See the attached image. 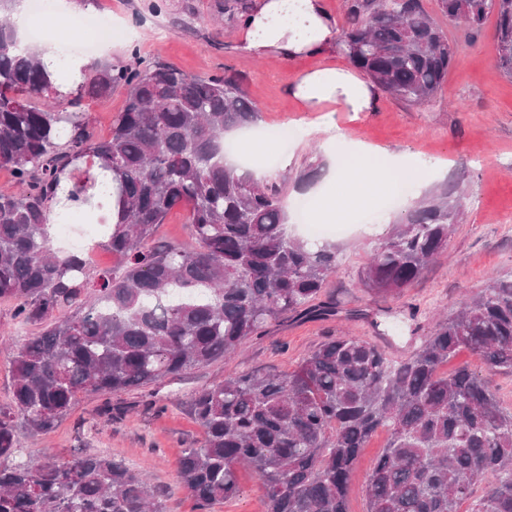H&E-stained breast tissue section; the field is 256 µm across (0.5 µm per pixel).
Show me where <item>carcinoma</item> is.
I'll return each instance as SVG.
<instances>
[{
  "mask_svg": "<svg viewBox=\"0 0 512 512\" xmlns=\"http://www.w3.org/2000/svg\"><path fill=\"white\" fill-rule=\"evenodd\" d=\"M437 2L467 40L495 14L497 63L512 78V0ZM13 3L0 0V168L17 185L0 192V299L38 332L16 346L12 400L0 405V512H163L162 489L110 455L16 459L19 428L48 434L79 394L177 378L237 353L288 314L338 315L322 299L336 245L294 235L284 187L226 163L224 134L259 118L233 75L89 59L80 93L127 90L110 136L99 139L85 117L58 109L59 88L36 55L18 52ZM344 15L340 52L383 92L422 105L442 90L457 43L422 0H345ZM455 190L401 214L361 271L365 287L397 295L447 249L466 202ZM90 205L101 211L110 270L50 246L53 212ZM177 207L192 250L153 238ZM463 350L512 376V274L399 362L338 336L286 376L243 371L197 392L191 408L204 438L184 449L180 482L199 512H214L239 495L237 470L247 467L265 486L266 512H348L359 451L386 429L367 512H458L469 500L471 512H512V410L469 366L441 371Z\"/></svg>",
  "mask_w": 512,
  "mask_h": 512,
  "instance_id": "cac0c4a2",
  "label": "carcinoma"
}]
</instances>
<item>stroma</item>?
<instances>
[{"label": "stroma", "mask_w": 512, "mask_h": 512, "mask_svg": "<svg viewBox=\"0 0 512 512\" xmlns=\"http://www.w3.org/2000/svg\"><path fill=\"white\" fill-rule=\"evenodd\" d=\"M254 4L255 0H97L87 12L111 18L108 57L113 63L127 64L138 57L204 78L232 71L259 109L257 130L296 129L284 160L269 163L272 181L284 185L289 202L307 200L319 209L325 205L320 184L300 186L294 181L312 155L367 172L382 167L385 151L447 163L448 182L463 181L470 200L445 252L400 295L385 297L358 283L372 249L390 232V225H348L334 239L341 262L324 288L338 303L339 316L285 318L247 339L240 354L108 399L80 394L71 413L50 434L20 433V455L25 459L41 457L49 449L65 459L84 449L148 471L152 483L166 492L164 512H198L178 476L183 449L199 447L204 436L190 407L195 393L243 370L291 372L303 356L336 336L369 340L390 358L400 359L430 335L439 314H453L463 297L481 294L491 277L512 273V79L496 62L494 17H487L468 41L458 23L441 20L449 39L458 41L459 52L437 97L416 107L384 94L375 111L334 113L340 135L335 144L316 133L318 113L305 111L288 88L304 73L335 67L342 55L331 50L297 60L277 55L255 58L241 47L239 25L228 22L229 8ZM125 96V87L117 86L106 99L84 97L70 109L83 113L96 136L106 138ZM355 142L378 149V156L360 164L344 156L343 146ZM31 333L15 319L13 302L0 300V405L12 395L11 347ZM107 401L112 404L108 417L101 413ZM387 443L388 435L381 431L362 449L350 479V512H366L367 475ZM238 480L239 496L217 506L216 512H264L261 482L245 467L239 468Z\"/></svg>", "instance_id": "stroma-1"}]
</instances>
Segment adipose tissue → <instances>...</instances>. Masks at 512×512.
<instances>
[{
	"label": "adipose tissue",
	"instance_id": "ef3b65f1",
	"mask_svg": "<svg viewBox=\"0 0 512 512\" xmlns=\"http://www.w3.org/2000/svg\"><path fill=\"white\" fill-rule=\"evenodd\" d=\"M334 36L333 25L321 0H258L241 23L244 49L255 56L277 54L288 59L327 51ZM308 111L321 113L319 129H332L325 116L327 104L343 105L349 112L375 111L379 88L355 71L336 66L305 74L289 89Z\"/></svg>",
	"mask_w": 512,
	"mask_h": 512
}]
</instances>
